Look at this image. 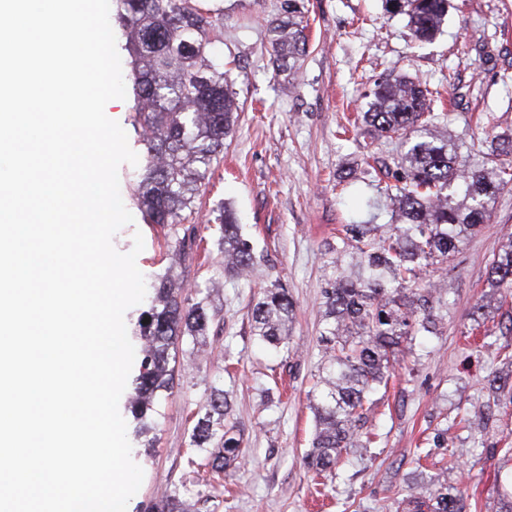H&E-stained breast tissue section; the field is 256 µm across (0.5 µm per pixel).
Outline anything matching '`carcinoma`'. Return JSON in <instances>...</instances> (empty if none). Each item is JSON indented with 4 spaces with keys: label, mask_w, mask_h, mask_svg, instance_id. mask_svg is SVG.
I'll return each instance as SVG.
<instances>
[{
    "label": "carcinoma",
    "mask_w": 512,
    "mask_h": 512,
    "mask_svg": "<svg viewBox=\"0 0 512 512\" xmlns=\"http://www.w3.org/2000/svg\"><path fill=\"white\" fill-rule=\"evenodd\" d=\"M131 54L128 75L134 93V121L145 146L141 180L134 189L138 206L152 224L167 229L178 255L155 285V298L142 313L139 375L131 384L130 410L146 423L157 402L175 388L179 344L205 345L212 320L208 297L190 303L176 266L193 255L197 235L186 225L214 161L233 132L238 104L224 78V61L215 45L221 9H205L200 0H113ZM385 10L408 17L419 41L433 38L448 14V0H385ZM284 16L270 22L271 56L278 71L294 84L306 53V26L295 0H286ZM429 92L401 76L377 83L363 124L380 136L406 137L407 151L396 176L398 208L392 232L376 238L370 224H349L345 233L357 242L336 247L333 281L324 291L325 328L319 338L325 376L317 406L318 427L306 455L308 467L330 472L345 448L352 447L370 394L387 386L390 368L409 348L403 343L436 329L429 302L436 289L422 288L421 268L441 262L457 249L465 232L487 223L490 204L508 183L506 167L466 168L456 161L453 144L433 129ZM224 273L240 277L253 265L250 244L238 232L231 209L220 215ZM493 288L512 289V240L493 257L488 278ZM293 303L282 288H267L252 309L258 338L277 349L287 345ZM230 407L216 378L205 413L192 427L191 443L205 449L206 466L217 474L241 456V438L229 423ZM175 488L154 512H189ZM407 512H464V495L445 483L432 490L416 487L404 500Z\"/></svg>",
    "instance_id": "obj_1"
}]
</instances>
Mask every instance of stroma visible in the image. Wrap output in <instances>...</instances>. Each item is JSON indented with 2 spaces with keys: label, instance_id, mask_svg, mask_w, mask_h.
Masks as SVG:
<instances>
[{
  "label": "stroma",
  "instance_id": "1",
  "mask_svg": "<svg viewBox=\"0 0 512 512\" xmlns=\"http://www.w3.org/2000/svg\"><path fill=\"white\" fill-rule=\"evenodd\" d=\"M284 0H220L224 73L239 104L234 133L195 201L190 224L200 257L182 270L188 295L209 291L214 320L203 352L179 355L177 386L150 422L145 445L127 399L132 458L144 478L127 512H148L170 487H187L196 512H396L411 488L439 480L458 488L468 512H500L512 490V404L495 403L486 381L512 382V361L499 353L504 310L487 308L491 261L512 238V183L491 205V219L465 236L448 262L430 265L435 335L414 337L411 352L378 392L356 447L333 474L305 464L321 400L323 291L336 242L348 224H390L399 137L348 130L367 111L380 77L407 75L432 93L437 129L451 137L460 164L512 165L488 152L494 136L512 134V0H450L432 40L414 39L407 18L384 0H297L309 44L295 84L276 70L269 22ZM140 166L119 168L123 203L134 218L113 238L122 253L135 234L146 286L164 275L165 230L146 223L134 200ZM231 208L255 253L248 277L223 275L215 227ZM287 289L294 304L287 350L262 344L252 308L266 288ZM223 376L244 456L225 475L212 474L191 445L196 414L214 376ZM487 415L471 425L473 406ZM446 434L447 444L436 441Z\"/></svg>",
  "mask_w": 512,
  "mask_h": 512
}]
</instances>
